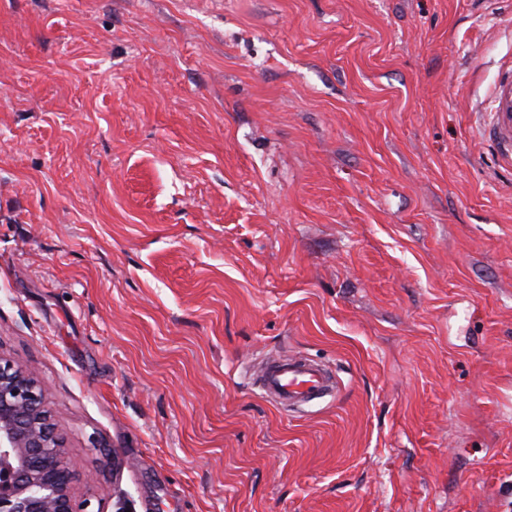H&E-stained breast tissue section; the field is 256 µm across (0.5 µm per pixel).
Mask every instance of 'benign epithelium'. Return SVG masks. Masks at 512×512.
Wrapping results in <instances>:
<instances>
[{"label": "benign epithelium", "mask_w": 512, "mask_h": 512, "mask_svg": "<svg viewBox=\"0 0 512 512\" xmlns=\"http://www.w3.org/2000/svg\"><path fill=\"white\" fill-rule=\"evenodd\" d=\"M50 387L0 356V512H87L48 407Z\"/></svg>", "instance_id": "7a95c632"}]
</instances>
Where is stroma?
I'll use <instances>...</instances> for the list:
<instances>
[{
  "label": "stroma",
  "mask_w": 512,
  "mask_h": 512,
  "mask_svg": "<svg viewBox=\"0 0 512 512\" xmlns=\"http://www.w3.org/2000/svg\"><path fill=\"white\" fill-rule=\"evenodd\" d=\"M509 55L512 0H0V353L90 512H512ZM493 112L484 128L485 140L497 150L500 167L512 168V65L504 67L492 90ZM258 387L269 402L296 408L331 395L335 389L327 369L297 356L268 358L258 375Z\"/></svg>",
  "instance_id": "35a3bbf8"
}]
</instances>
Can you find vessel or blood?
<instances>
[{
  "label": "vessel or blood",
  "instance_id": "b4317fda",
  "mask_svg": "<svg viewBox=\"0 0 512 512\" xmlns=\"http://www.w3.org/2000/svg\"><path fill=\"white\" fill-rule=\"evenodd\" d=\"M494 109L484 137L497 150L500 167L512 168V65L502 69L492 90ZM263 396L280 407H301L331 395L335 389L324 367L302 357L268 358L259 375Z\"/></svg>",
  "mask_w": 512,
  "mask_h": 512
}]
</instances>
